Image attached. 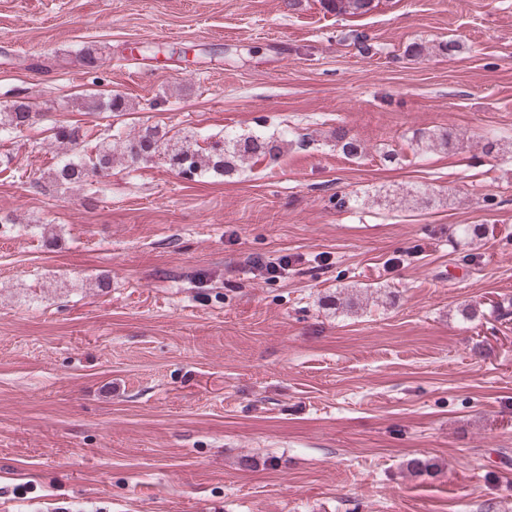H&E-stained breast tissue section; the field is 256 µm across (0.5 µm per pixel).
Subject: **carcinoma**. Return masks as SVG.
<instances>
[{
    "mask_svg": "<svg viewBox=\"0 0 512 512\" xmlns=\"http://www.w3.org/2000/svg\"><path fill=\"white\" fill-rule=\"evenodd\" d=\"M324 7L337 14L364 15L374 8V0H324ZM359 53L372 57L376 54L375 45L363 32L352 30L345 35ZM93 107L99 112H125L129 104L120 93H109L92 98ZM42 116L37 106L29 101H16L0 111V141L11 140L24 129L30 127ZM53 141L62 150V157L48 174L49 179L59 188L70 190L84 186L93 177H98L112 169L117 147L112 128L96 136L91 150L82 149L87 133L79 126L59 125L52 128ZM336 145L351 157L366 153L364 145L344 126L332 132ZM419 149L453 152L461 146L460 136L448 128L446 130L419 129L413 134ZM156 147L158 156L177 174L193 180L206 173H229L236 167H250L260 160H274L281 154V141L262 132L248 135L226 134L211 141L206 148L200 147L189 135H169L157 126H145L128 139L123 156L128 163L142 161V157Z\"/></svg>",
    "mask_w": 512,
    "mask_h": 512,
    "instance_id": "carcinoma-1",
    "label": "carcinoma"
}]
</instances>
